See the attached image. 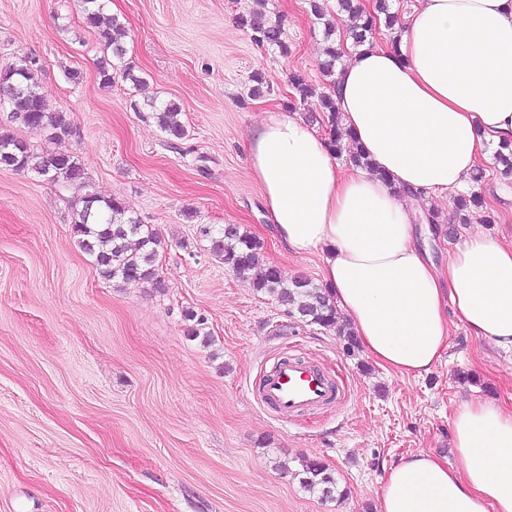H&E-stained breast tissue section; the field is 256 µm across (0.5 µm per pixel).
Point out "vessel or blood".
<instances>
[{"label":"vessel or blood","instance_id":"vessel-or-blood-1","mask_svg":"<svg viewBox=\"0 0 512 512\" xmlns=\"http://www.w3.org/2000/svg\"><path fill=\"white\" fill-rule=\"evenodd\" d=\"M255 396L278 419L291 423L329 404L340 403L343 389L319 364L280 356L260 379Z\"/></svg>","mask_w":512,"mask_h":512}]
</instances>
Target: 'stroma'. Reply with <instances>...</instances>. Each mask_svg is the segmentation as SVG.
<instances>
[{"label": "stroma", "instance_id": "stroma-1", "mask_svg": "<svg viewBox=\"0 0 512 512\" xmlns=\"http://www.w3.org/2000/svg\"><path fill=\"white\" fill-rule=\"evenodd\" d=\"M126 25L125 59L146 96L177 103L186 139L170 147L150 112L131 107V82L100 81L97 30L82 0H0V70L35 55L39 87L66 112L60 142L0 108V130L37 151L82 165L94 190L125 203L162 239L160 286L100 276L77 245L70 195L31 172L0 169V512H374L375 494L400 457L421 450L453 459L461 401L512 410V356L464 326L418 378L386 370L335 331L304 324L275 297L237 278L201 224H237L262 244L260 266L321 285L318 254L295 256L273 238L246 142L265 110L285 106L288 77L316 91L324 26L309 0H265L288 54L258 47L237 23L256 0H104ZM261 74V96L250 94ZM470 188L482 210L461 223L455 193L431 200L436 265L471 232L512 234L502 167L481 164ZM204 320L210 344L189 336ZM289 351L341 368V409L288 424L253 388ZM322 461L345 496L305 490L303 459Z\"/></svg>", "mask_w": 512, "mask_h": 512}]
</instances>
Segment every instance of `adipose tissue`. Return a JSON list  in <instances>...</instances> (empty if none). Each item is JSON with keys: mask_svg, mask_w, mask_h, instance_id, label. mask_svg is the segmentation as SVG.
Segmentation results:
<instances>
[{"mask_svg": "<svg viewBox=\"0 0 512 512\" xmlns=\"http://www.w3.org/2000/svg\"><path fill=\"white\" fill-rule=\"evenodd\" d=\"M335 100L371 169L340 167L278 107L247 142L277 242L322 253L325 287L386 369L429 372L455 321L512 353V238L473 232L441 270L415 230L428 200L467 186L488 143L512 140V0H418L395 40L349 52ZM452 425L456 467L402 458L377 512H512V411L468 400Z\"/></svg>", "mask_w": 512, "mask_h": 512, "instance_id": "adipose-tissue-1", "label": "adipose tissue"}]
</instances>
